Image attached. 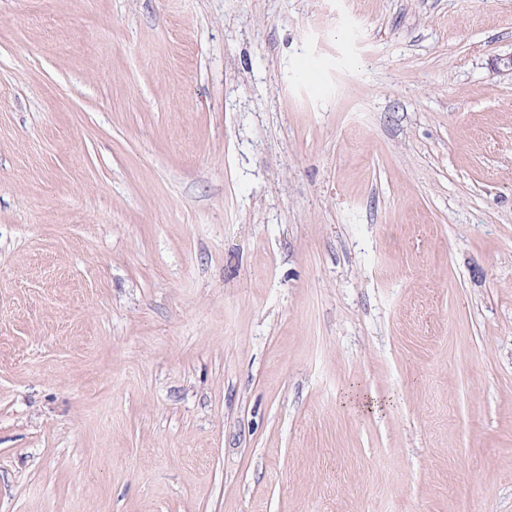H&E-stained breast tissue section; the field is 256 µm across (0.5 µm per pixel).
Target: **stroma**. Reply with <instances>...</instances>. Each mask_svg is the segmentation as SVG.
<instances>
[{"label": "stroma", "instance_id": "35a3bbf8", "mask_svg": "<svg viewBox=\"0 0 512 512\" xmlns=\"http://www.w3.org/2000/svg\"><path fill=\"white\" fill-rule=\"evenodd\" d=\"M511 56L512 0H0V512H512Z\"/></svg>", "mask_w": 512, "mask_h": 512}]
</instances>
